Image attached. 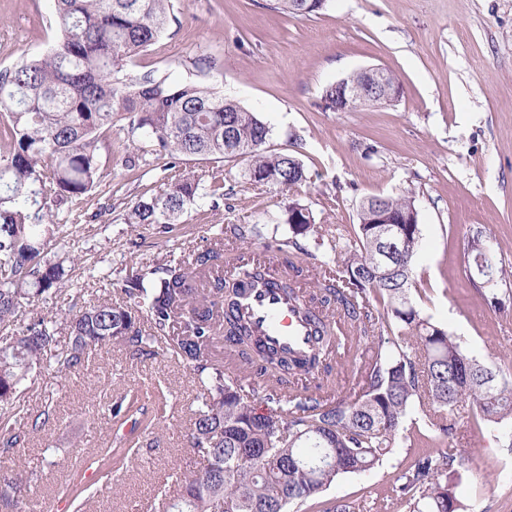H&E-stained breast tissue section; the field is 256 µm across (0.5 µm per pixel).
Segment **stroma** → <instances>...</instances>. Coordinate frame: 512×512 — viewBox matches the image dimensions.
Returning <instances> with one entry per match:
<instances>
[{
  "instance_id": "obj_1",
  "label": "stroma",
  "mask_w": 512,
  "mask_h": 512,
  "mask_svg": "<svg viewBox=\"0 0 512 512\" xmlns=\"http://www.w3.org/2000/svg\"><path fill=\"white\" fill-rule=\"evenodd\" d=\"M54 11V0H0V70L56 43ZM370 66L398 77L396 103L325 108L328 85ZM128 72L205 84L256 112L270 130L271 148L293 154L306 181L280 192L244 183L240 163L194 161L196 174L223 172L231 194L217 205L200 199L170 233L134 227L123 221L127 207L158 191L169 159L150 153L129 166L131 136L117 123L104 169L111 195L85 197L77 223L55 245L59 256L72 259V288L34 302V309L64 314L95 292L120 298L132 267L166 251L204 250L225 224L255 228L248 240L227 239L231 256H272L267 240L287 235L280 217L293 201L310 207L321 229L349 236L362 201L407 191L421 230L418 288L411 293L416 308L447 329L467 356L512 375V312L488 308L469 281L464 255L470 234L491 230L505 272L499 287L512 309V0H331L308 18L272 12L266 0H172L164 35ZM130 389L155 416L158 445L142 449L115 479H100L85 512H147L166 492V475L192 460L184 435L200 388L174 358L136 359L115 350L66 383L45 370L24 384L20 405L33 419L54 397L58 421L31 437L19 456L0 455V465L36 472L27 492L36 512H55L52 494L67 470L107 435V403ZM476 413L471 403H460L458 434L439 445L456 458L449 488L459 512H512V453L501 441L512 432V417L488 426L477 423ZM405 427L382 466L342 475L290 512H324L339 498L385 497L427 442L419 409Z\"/></svg>"
}]
</instances>
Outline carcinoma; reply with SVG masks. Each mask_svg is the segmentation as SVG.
<instances>
[{"label":"carcinoma","instance_id":"1","mask_svg":"<svg viewBox=\"0 0 512 512\" xmlns=\"http://www.w3.org/2000/svg\"><path fill=\"white\" fill-rule=\"evenodd\" d=\"M322 0H272L268 8L291 17L323 11ZM171 0H55L59 40L50 50L22 58L0 71V446L19 450L30 435L54 419L47 400L43 418L25 421L13 413L22 384L45 367L61 381L88 369L90 357L117 346L139 356L164 344L193 372L199 405L190 420L189 447L198 460L189 472L168 479L176 494L157 512H287L291 503L315 498L338 476L374 469L399 445L413 402L424 423L453 439L449 415L465 399L477 404L484 421L498 424L512 415V377L467 356L442 327L420 316L411 300L413 266L420 240L417 224H374V209L398 216L414 207L407 192L377 196L376 207L359 213L356 239L328 240L330 251H344L336 268L299 240L321 236L309 208L299 202L285 210L291 238L288 267L311 279L310 300L342 312L357 325L358 338L372 356L364 367L356 398L320 399L301 391L285 393L288 379L309 375L332 346L324 324L308 356H288L267 347L238 316L223 321L224 280L199 283L224 265V238L245 241L246 224L217 229L203 251L165 254L131 269L123 300H98L66 316L51 312L22 317L23 304L67 290L64 261L52 253L73 207L102 187V148L112 125L124 122L133 136L135 163L149 146L175 160L240 161L243 179L290 191L306 179L294 156L267 149L270 130L256 113L227 100L215 88L172 84L165 78L134 79L127 69L153 45L170 17ZM202 176L168 167L160 190L140 196L124 214L127 224L157 225L164 232L200 198ZM212 207L224 199V178L211 174ZM468 257H483L495 278L504 274L491 237L469 236ZM381 297L386 314L376 315L370 299ZM397 333L387 339L386 325ZM233 338L238 357L258 366L270 386V413L255 414L246 403L243 381L213 363L218 326ZM68 336V343L58 341ZM109 443L97 469L127 467L142 447H153L148 409L128 395L107 405ZM327 455L320 469L304 461ZM453 456L428 449L396 479L385 497L370 503L338 500L326 512H386L387 501L405 503L408 512H457L447 483ZM33 476L13 470L0 474V512H27L26 487ZM90 486L74 477L57 495L82 512Z\"/></svg>","mask_w":512,"mask_h":512}]
</instances>
